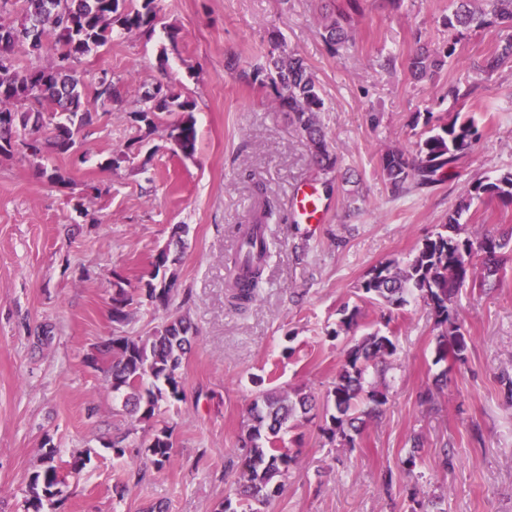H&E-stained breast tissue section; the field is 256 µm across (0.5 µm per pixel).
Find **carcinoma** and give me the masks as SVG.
<instances>
[{
  "label": "carcinoma",
  "mask_w": 512,
  "mask_h": 512,
  "mask_svg": "<svg viewBox=\"0 0 512 512\" xmlns=\"http://www.w3.org/2000/svg\"><path fill=\"white\" fill-rule=\"evenodd\" d=\"M453 9L443 18L450 29L468 31L498 28L510 32L500 52L473 65L474 74H490L512 58V0H450ZM19 7L17 25L0 24V158L15 154L14 144L23 145L22 154L40 175L66 186L69 177L58 168L46 167V154L67 155L75 147L72 128L93 124L98 110L120 103L113 82L97 80L94 94L86 90L77 65L106 46L112 33L154 32L160 18L157 0H0ZM344 14L323 16L322 27L329 51L336 54L347 41L342 25ZM53 52V63L22 68L16 55L23 51L38 57ZM457 41L441 48L419 45L408 63L418 79L433 77L450 59L456 58ZM239 78L267 89L272 105L286 112L310 144L318 169L327 175L337 169V156L320 127L319 112L324 99L305 61L280 50L271 39L266 52ZM194 100L161 84L140 101L134 111L136 121L152 133L164 128L173 152L190 159L195 155L197 128ZM175 119H169V116ZM429 130L411 151L391 149L382 154L383 177L392 195L435 186L455 171L474 151L481 138L474 119L460 110L448 114L427 113ZM496 199L512 205V173L489 182L473 180L465 198L448 215V222L426 238L413 257L404 263L395 260L371 267L359 285L365 299L389 311L386 331L375 330L355 338L361 311L345 304L337 310L334 337L346 336L348 343L336 377L326 392V404L319 430L333 447L354 448L368 420H378L387 404L386 389L370 381L385 378L393 368L397 353L395 337L401 331L397 312L418 298L430 308L435 319L436 355L434 363L448 359L463 361L470 337L456 311L453 299L469 281L497 278L512 261V227L503 231L467 232L460 218L473 201ZM178 257L170 246L158 250L146 276L139 279V295L155 308L168 309L176 290L177 276L171 267ZM265 259L257 253L254 237L240 235L235 252L224 257L229 268L227 288L239 305L252 302L261 287ZM127 281L116 276L112 282L110 313L112 323L123 327L131 321L134 297ZM192 325L185 315H171L145 338L114 335L85 358L88 365L101 367L112 393L124 397V406L147 424L141 446L157 470L171 461L173 430L157 426L161 403L180 402L184 387L179 370L191 348ZM309 395L297 388L291 392L270 388L259 392L247 411L239 438L243 454L235 487L219 502L214 512H263L262 507L277 498L283 479L296 463L300 450L284 445L288 428H298L312 420ZM41 466L30 479L27 512H54L62 494L56 457L58 450L50 437L41 444Z\"/></svg>",
  "instance_id": "1"
}]
</instances>
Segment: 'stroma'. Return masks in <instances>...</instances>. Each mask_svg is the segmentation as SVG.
<instances>
[{"mask_svg": "<svg viewBox=\"0 0 512 512\" xmlns=\"http://www.w3.org/2000/svg\"><path fill=\"white\" fill-rule=\"evenodd\" d=\"M327 2L162 0L152 36L124 34L83 58L87 86L104 69L117 77L122 107L75 132L76 154L52 156L67 187L22 157L0 161V512H26L47 437L65 477L56 512H148L160 502L168 512H213L238 476L253 376L323 401L346 344L332 336L338 309L356 305L365 325L382 322L383 308L358 290L366 272L412 257L471 181L512 170L511 60L463 106L483 136L458 172L392 196L382 153L413 149L424 131L417 113L451 109L449 86L470 80V63L505 35L467 33L456 59L417 81L408 62L418 40L439 48L452 36L443 24L448 0H401L396 9L386 0L354 8L335 0L352 36L336 55L321 36ZM274 35L308 65L325 101L320 120L340 167L354 173L351 183H325L287 113L274 111L264 89L229 74L228 63L249 68ZM160 80L196 102L194 159L174 155L163 132L146 134L134 120ZM135 138L133 161L111 167ZM301 184L327 186L324 224L295 223L291 196ZM261 189L279 211L267 226L259 297L240 313L227 302L224 258L238 246L239 227L252 222ZM179 224L189 233L177 247L169 312L134 302L125 328L148 336L173 312L189 315L196 329L181 367L185 398L160 409L175 447L159 471L140 446L144 423L122 412L104 373L84 359L113 334L114 276L137 283ZM456 307L470 349L466 362H448L433 402L419 394L439 372L434 319L415 300L396 338L381 420L366 424L353 449L325 445L314 421L290 432L286 445L301 453L268 512H410L414 491L434 512H512V397L500 383L512 376V267L500 280L466 284ZM124 432L131 445L113 458L104 443ZM417 438L421 462L411 476L402 462ZM88 448L90 463L72 471L73 457ZM445 448L454 455L447 470L439 465ZM118 484L124 495L115 493Z\"/></svg>", "mask_w": 512, "mask_h": 512, "instance_id": "obj_1", "label": "stroma"}]
</instances>
